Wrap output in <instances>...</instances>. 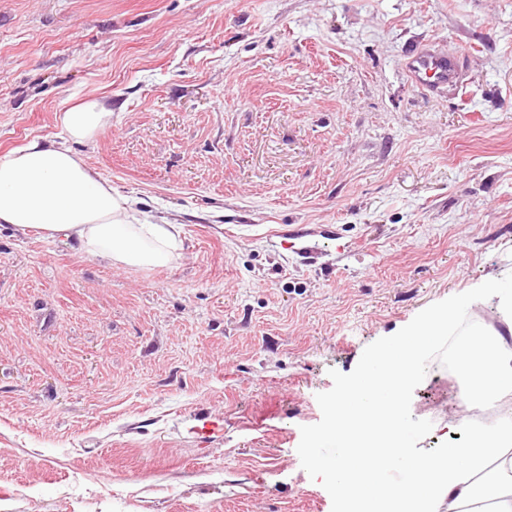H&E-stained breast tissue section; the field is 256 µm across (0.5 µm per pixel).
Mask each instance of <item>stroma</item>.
I'll return each instance as SVG.
<instances>
[{
	"label": "stroma",
	"instance_id": "35a3bbf8",
	"mask_svg": "<svg viewBox=\"0 0 512 512\" xmlns=\"http://www.w3.org/2000/svg\"><path fill=\"white\" fill-rule=\"evenodd\" d=\"M90 94L78 152L180 244L0 231V512H338L313 439L363 359L512 281V0H0V154ZM447 363L402 394L422 457L466 434ZM403 65L408 78L422 89L447 88L460 79L459 55L439 53L426 45L411 44Z\"/></svg>",
	"mask_w": 512,
	"mask_h": 512
}]
</instances>
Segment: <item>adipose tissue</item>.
<instances>
[{
    "mask_svg": "<svg viewBox=\"0 0 512 512\" xmlns=\"http://www.w3.org/2000/svg\"><path fill=\"white\" fill-rule=\"evenodd\" d=\"M106 103L89 96L63 110L62 134L35 138L0 155V229L63 234L83 254L117 266L167 264L178 247L176 225L156 220L139 199L115 190L90 168L76 147L95 143L109 124ZM500 327L463 346L457 371L461 399L475 404L512 393V285L491 286ZM471 298L450 302L403 336L372 352L333 422L319 438L339 448L335 465L319 471L336 490L343 512H512V413L432 458L410 451L398 397L418 374L419 352L449 334ZM401 466L407 491L375 482L379 465Z\"/></svg>",
    "mask_w": 512,
    "mask_h": 512,
    "instance_id": "adipose-tissue-1",
    "label": "adipose tissue"
}]
</instances>
